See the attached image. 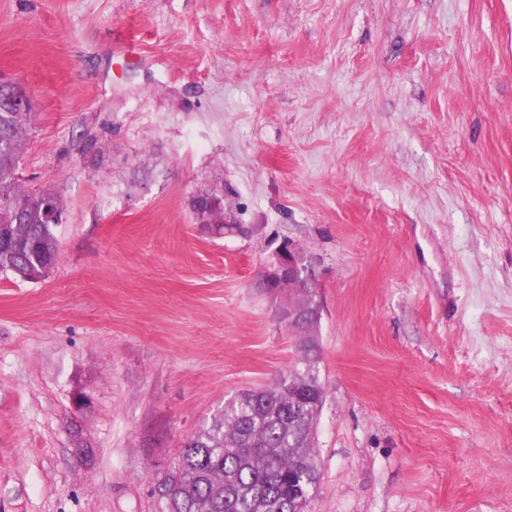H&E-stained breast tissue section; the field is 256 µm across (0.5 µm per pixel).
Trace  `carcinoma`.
Listing matches in <instances>:
<instances>
[{"mask_svg": "<svg viewBox=\"0 0 512 512\" xmlns=\"http://www.w3.org/2000/svg\"><path fill=\"white\" fill-rule=\"evenodd\" d=\"M31 113L16 114L0 88V183H8L29 222L0 247V274L39 282L57 251L55 224H42L16 174ZM271 385L245 389L184 443L154 487L160 512H307L319 479L316 421L325 393L311 352Z\"/></svg>", "mask_w": 512, "mask_h": 512, "instance_id": "cac0c4a2", "label": "carcinoma"}]
</instances>
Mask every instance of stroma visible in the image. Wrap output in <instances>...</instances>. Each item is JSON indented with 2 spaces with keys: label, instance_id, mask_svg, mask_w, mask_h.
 I'll use <instances>...</instances> for the list:
<instances>
[{
  "label": "stroma",
  "instance_id": "obj_1",
  "mask_svg": "<svg viewBox=\"0 0 512 512\" xmlns=\"http://www.w3.org/2000/svg\"><path fill=\"white\" fill-rule=\"evenodd\" d=\"M19 167L67 204L0 274V512H158L225 399L297 360L258 281L312 262L309 512H512V0H0ZM218 187L246 235L191 198ZM214 193V191L200 192L193 197V200L198 208V216L200 217L202 213L205 215L203 219H199V223L205 224L206 229L212 236L223 238L227 229L234 231L233 227L237 225H234V222L228 219L227 213L224 210L217 213L212 211ZM214 195L219 202L221 196Z\"/></svg>",
  "mask_w": 512,
  "mask_h": 512
}]
</instances>
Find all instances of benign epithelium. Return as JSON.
<instances>
[{"mask_svg": "<svg viewBox=\"0 0 512 512\" xmlns=\"http://www.w3.org/2000/svg\"><path fill=\"white\" fill-rule=\"evenodd\" d=\"M198 213L204 215L201 224H229L227 213L212 211L213 192L205 191L193 197ZM41 221L45 224H61L63 214L56 206L54 191L43 188L37 191ZM19 217V207L9 187L0 184V216ZM264 287L275 293L279 300L278 315L288 323V328L311 327L320 316L319 302L314 292V274L303 252L289 246L277 251L264 276Z\"/></svg>", "mask_w": 512, "mask_h": 512, "instance_id": "7a95c632", "label": "benign epithelium"}]
</instances>
